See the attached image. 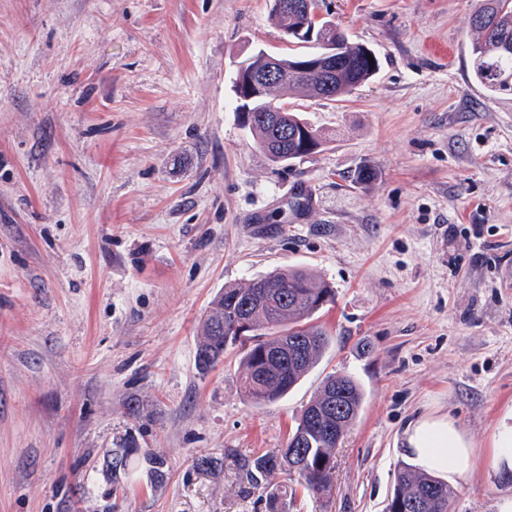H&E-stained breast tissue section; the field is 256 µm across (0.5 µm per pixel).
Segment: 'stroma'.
Returning a JSON list of instances; mask_svg holds the SVG:
<instances>
[{
  "label": "stroma",
  "instance_id": "obj_1",
  "mask_svg": "<svg viewBox=\"0 0 512 512\" xmlns=\"http://www.w3.org/2000/svg\"><path fill=\"white\" fill-rule=\"evenodd\" d=\"M271 7L0 0V512H266L241 464L284 447L334 372L361 413L331 492L285 512H384L426 414L474 447L454 512L512 497L489 463L512 407V95L472 75V0H321L380 70L292 99L327 143L282 165L232 88L252 49L303 51ZM303 183L315 202L293 206ZM288 266L335 288L333 340L256 406L238 350L206 374L196 352L224 286Z\"/></svg>",
  "mask_w": 512,
  "mask_h": 512
}]
</instances>
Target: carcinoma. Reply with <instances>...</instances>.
Wrapping results in <instances>:
<instances>
[{"label": "carcinoma", "instance_id": "obj_1", "mask_svg": "<svg viewBox=\"0 0 512 512\" xmlns=\"http://www.w3.org/2000/svg\"><path fill=\"white\" fill-rule=\"evenodd\" d=\"M310 8L272 12L295 44H308L318 55L324 44L336 43V78L330 100L351 93L371 80L379 68L373 51L352 41L331 20L318 15L319 0ZM476 33L472 43L474 78L493 95L512 93V0H476L469 16ZM304 55H278L277 79L265 94L251 104L245 126L256 146L276 164L302 159L325 145V141L297 112L288 110L285 96L301 93L324 99L322 75L297 67ZM336 293L322 278L300 268H282L227 286L212 302L204 334L197 349V364L206 372L224 358V351L242 347L240 383L255 404L274 402L294 389L315 368L331 343V336L310 321ZM252 318L263 327L257 336L239 337L233 325ZM363 392L349 374L325 378L305 406L289 434L285 447L247 460L246 480L281 472L296 477L308 494L323 495L333 481L334 450L356 422ZM288 490L269 485L265 492L268 512H280ZM455 491L448 481L417 471L403 463L395 473L386 512H452Z\"/></svg>", "mask_w": 512, "mask_h": 512}]
</instances>
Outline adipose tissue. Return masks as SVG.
Masks as SVG:
<instances>
[{
    "label": "adipose tissue",
    "instance_id": "ef3b65f1",
    "mask_svg": "<svg viewBox=\"0 0 512 512\" xmlns=\"http://www.w3.org/2000/svg\"><path fill=\"white\" fill-rule=\"evenodd\" d=\"M407 456L431 474L454 477L469 469L473 445L455 422L441 415H426L408 423L403 435Z\"/></svg>",
    "mask_w": 512,
    "mask_h": 512
}]
</instances>
